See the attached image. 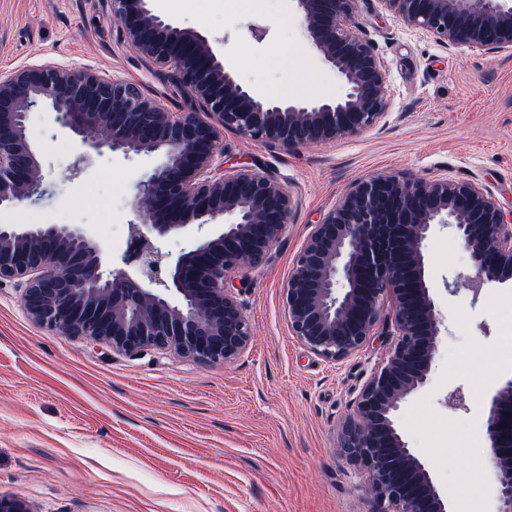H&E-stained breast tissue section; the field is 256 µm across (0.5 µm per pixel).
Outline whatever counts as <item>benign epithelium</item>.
I'll use <instances>...</instances> for the list:
<instances>
[{"instance_id": "obj_1", "label": "benign epithelium", "mask_w": 512, "mask_h": 512, "mask_svg": "<svg viewBox=\"0 0 512 512\" xmlns=\"http://www.w3.org/2000/svg\"><path fill=\"white\" fill-rule=\"evenodd\" d=\"M116 36L171 70L198 108L172 112L120 77L53 63L0 73V209L30 199L44 179L27 134L29 111L49 106L83 146L100 154H159L139 184L123 267L106 268L78 225H0V285L23 287L37 325L138 355L170 352L228 363L252 341L229 287L261 269L286 233L288 185L249 166H225L221 132L284 149L333 143L376 127L390 106L387 72L355 21L357 0H293L320 61L348 86L340 99L273 100L242 86L209 39L162 17L154 0H110ZM407 30L448 48L512 50V0H380ZM195 227L202 239L171 260L155 243ZM450 226L470 256L475 293L512 284V213L465 180L378 174L354 180L314 226L283 289L292 336L339 362L363 350L392 300L396 339L362 385L342 423L346 460L366 477L367 512H453L427 463L397 425L428 381L445 330L426 278V241ZM498 489L512 512V376L485 404Z\"/></svg>"}]
</instances>
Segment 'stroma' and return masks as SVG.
Wrapping results in <instances>:
<instances>
[{
  "label": "stroma",
  "instance_id": "stroma-1",
  "mask_svg": "<svg viewBox=\"0 0 512 512\" xmlns=\"http://www.w3.org/2000/svg\"><path fill=\"white\" fill-rule=\"evenodd\" d=\"M155 7L206 36L239 83L268 98L348 92L309 52L292 0L253 10L245 0ZM109 13L107 0H0V73L43 62L91 68L135 83L171 111L192 110L167 68L117 41ZM356 20L387 71L390 107L377 127L290 150L221 135L231 163L274 174L294 202L271 262L239 285L253 340L236 360L130 356L60 336L26 316L19 286L0 285V497L25 498L34 512H367L365 479L342 457L338 432L393 326L381 325L358 354L326 361L291 335L283 288L315 224L355 179L470 180L512 210V52L446 48L392 20L380 0H358ZM27 132L45 178L32 200L0 211V225H80L106 263L121 266L139 182L159 157L95 155L76 175L84 148L55 113L30 112ZM470 271L450 229L429 239L426 274L447 330L399 426L452 505L494 512L496 480L481 464L483 412L512 375L501 324L512 285L448 293L446 282ZM456 389L465 407L450 400Z\"/></svg>",
  "mask_w": 512,
  "mask_h": 512
}]
</instances>
